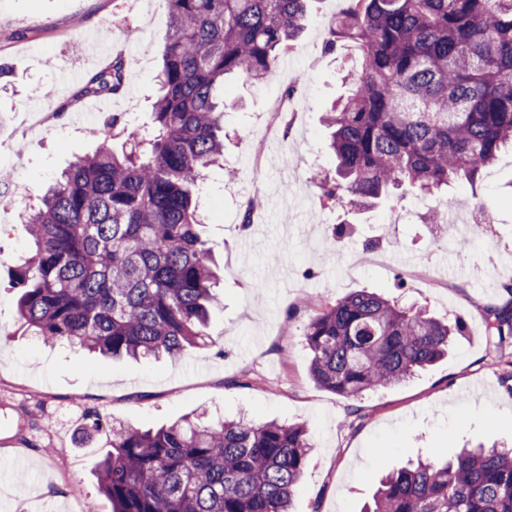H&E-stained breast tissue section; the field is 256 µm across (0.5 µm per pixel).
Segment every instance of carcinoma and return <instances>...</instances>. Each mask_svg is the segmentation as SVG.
Returning a JSON list of instances; mask_svg holds the SVG:
<instances>
[{
	"label": "carcinoma",
	"instance_id": "carcinoma-1",
	"mask_svg": "<svg viewBox=\"0 0 512 512\" xmlns=\"http://www.w3.org/2000/svg\"><path fill=\"white\" fill-rule=\"evenodd\" d=\"M149 131L112 115L27 218L17 311L43 343L113 358H173L208 336L212 290L193 199L224 158V83L262 82L293 49L312 0H168ZM326 49H347L351 89L326 116L336 177L321 195L363 210L400 193L476 183L512 146V0H343ZM125 59L73 100L120 94ZM121 128L130 148L115 151ZM512 341V308L487 312ZM459 322L365 290L322 306L304 329L310 374L347 399L406 381L448 354ZM112 434L95 465L112 512H290L313 443L304 425L184 418ZM362 512H512V448H463L388 471Z\"/></svg>",
	"mask_w": 512,
	"mask_h": 512
}]
</instances>
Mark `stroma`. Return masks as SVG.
Masks as SVG:
<instances>
[{
    "mask_svg": "<svg viewBox=\"0 0 512 512\" xmlns=\"http://www.w3.org/2000/svg\"><path fill=\"white\" fill-rule=\"evenodd\" d=\"M342 8L313 0L288 54L293 69L224 85V164L207 171L200 191L203 237L221 278L206 345L176 359L113 361L44 346L19 329L11 286L29 252L26 227L16 218L0 235V512H76L81 499L111 512L92 471L107 438L83 432L91 413L143 430L193 413L305 424L314 448L292 512H361L384 470L444 459L468 443L512 445V395L499 375L512 343L486 332L488 310L512 304V149L477 187H448L475 194L494 215L473 231L422 223L436 206L429 195L350 213L322 198L317 176L335 166L324 112L347 91L344 57L324 45ZM167 11L166 0H0V62L10 69L0 79V118L22 124L34 107L53 111L114 54L127 67L124 92L94 102L80 121L0 144L20 180L15 211L36 205L75 157L95 150L109 115L151 125ZM288 94L289 123L268 144L264 169L253 170V143ZM250 196L264 208L244 231ZM343 220L352 233L335 237ZM362 289L461 321L464 331L418 375L349 400L313 382L303 333L323 303Z\"/></svg>",
    "mask_w": 512,
    "mask_h": 512,
    "instance_id": "1",
    "label": "stroma"
}]
</instances>
